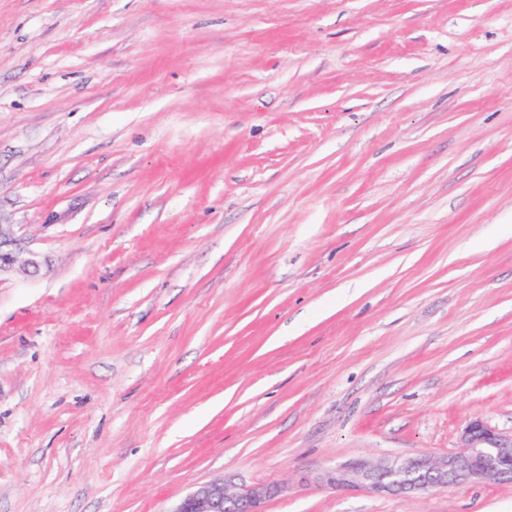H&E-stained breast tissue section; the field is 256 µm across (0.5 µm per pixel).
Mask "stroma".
<instances>
[{"mask_svg":"<svg viewBox=\"0 0 512 512\" xmlns=\"http://www.w3.org/2000/svg\"><path fill=\"white\" fill-rule=\"evenodd\" d=\"M0 222V512H512V0H0ZM12 224H0V280L2 276L30 277L41 266V256L28 249ZM462 441L464 452L442 459L359 461L336 469L329 480L335 486L365 484L389 493L454 488L475 481L512 483V432L476 419L464 428ZM273 487L237 489L224 480L198 486L170 512H263L261 504Z\"/></svg>","mask_w":512,"mask_h":512,"instance_id":"35a3bbf8","label":"stroma"}]
</instances>
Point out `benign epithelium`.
<instances>
[{"mask_svg": "<svg viewBox=\"0 0 512 512\" xmlns=\"http://www.w3.org/2000/svg\"><path fill=\"white\" fill-rule=\"evenodd\" d=\"M41 256L28 249L14 225L0 224V277L36 275ZM465 451L442 459L398 458L374 463L359 461L336 469L330 482L337 486L365 484L389 493L454 488L469 482L512 483V432L504 433L482 420L463 430ZM273 487L234 488L224 481L197 487L171 512H262L261 504Z\"/></svg>", "mask_w": 512, "mask_h": 512, "instance_id": "benign-epithelium-1", "label": "benign epithelium"}]
</instances>
